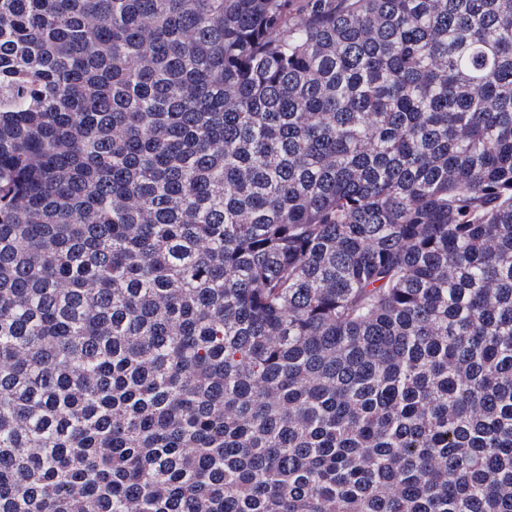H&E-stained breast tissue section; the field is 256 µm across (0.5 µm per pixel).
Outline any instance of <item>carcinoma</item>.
Returning <instances> with one entry per match:
<instances>
[{
    "instance_id": "1",
    "label": "carcinoma",
    "mask_w": 512,
    "mask_h": 512,
    "mask_svg": "<svg viewBox=\"0 0 512 512\" xmlns=\"http://www.w3.org/2000/svg\"><path fill=\"white\" fill-rule=\"evenodd\" d=\"M0 512H512V0H0Z\"/></svg>"
}]
</instances>
